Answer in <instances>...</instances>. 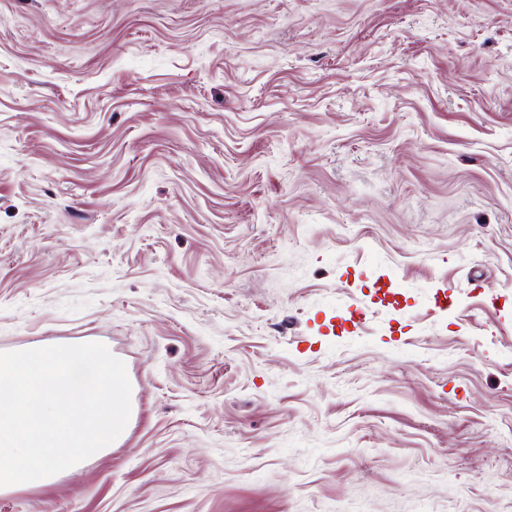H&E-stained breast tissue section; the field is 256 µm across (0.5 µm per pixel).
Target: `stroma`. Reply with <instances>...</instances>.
Listing matches in <instances>:
<instances>
[{
  "label": "stroma",
  "mask_w": 512,
  "mask_h": 512,
  "mask_svg": "<svg viewBox=\"0 0 512 512\" xmlns=\"http://www.w3.org/2000/svg\"><path fill=\"white\" fill-rule=\"evenodd\" d=\"M47 338L132 420L0 512H512V0H0V351Z\"/></svg>",
  "instance_id": "1"
}]
</instances>
